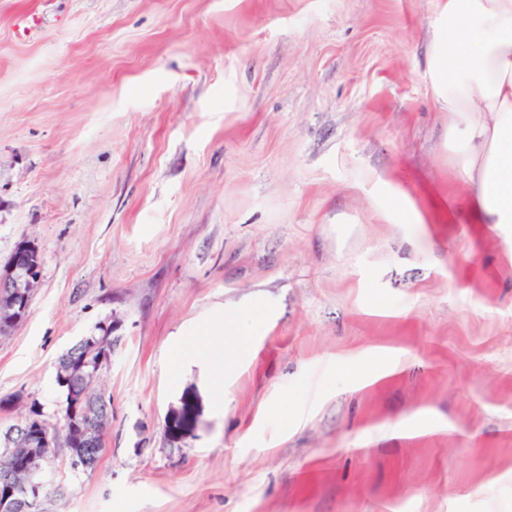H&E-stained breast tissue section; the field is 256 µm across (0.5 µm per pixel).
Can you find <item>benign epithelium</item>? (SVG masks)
Wrapping results in <instances>:
<instances>
[{
	"instance_id": "7a95c632",
	"label": "benign epithelium",
	"mask_w": 512,
	"mask_h": 512,
	"mask_svg": "<svg viewBox=\"0 0 512 512\" xmlns=\"http://www.w3.org/2000/svg\"><path fill=\"white\" fill-rule=\"evenodd\" d=\"M41 278L40 252L37 244L30 239L21 240L5 265L0 267V288H9L22 300L0 311V333L6 327H13L24 319V303L32 299L33 289ZM103 350L98 359L90 364L81 361H67L64 371L78 377L79 386L69 390L70 411L76 414L92 402L90 392L96 385L99 375L112 357L109 334H104L99 342ZM169 437L176 442L196 424V415L188 407L174 408L168 416ZM59 436L35 414H30L18 428L12 427L0 433V446L12 448L18 445L26 448L24 467H18L7 459L0 461V477L5 482V490L0 492V512H23L30 507V497H38V485L31 482L30 476L42 469L47 455L56 453L61 445ZM68 458L72 466L86 465L85 449L71 447L66 442Z\"/></svg>"
}]
</instances>
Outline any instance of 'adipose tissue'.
Listing matches in <instances>:
<instances>
[{
  "label": "adipose tissue",
  "instance_id": "adipose-tissue-1",
  "mask_svg": "<svg viewBox=\"0 0 512 512\" xmlns=\"http://www.w3.org/2000/svg\"><path fill=\"white\" fill-rule=\"evenodd\" d=\"M427 71L435 103L452 115L448 142L467 219L512 241V0H440ZM251 351L238 319L214 322L172 367L204 354L220 398L226 374Z\"/></svg>",
  "mask_w": 512,
  "mask_h": 512
}]
</instances>
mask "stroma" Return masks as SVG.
Here are the masks:
<instances>
[{
  "label": "stroma",
  "mask_w": 512,
  "mask_h": 512,
  "mask_svg": "<svg viewBox=\"0 0 512 512\" xmlns=\"http://www.w3.org/2000/svg\"><path fill=\"white\" fill-rule=\"evenodd\" d=\"M438 7L0 0V265L41 257L0 430L61 425L58 358L113 327L106 450L50 461L48 512H512V247L442 207ZM224 318L255 331L219 405L172 359ZM169 437L172 442L180 441L196 424V415L188 407L173 408L168 416Z\"/></svg>",
  "instance_id": "1"
}]
</instances>
